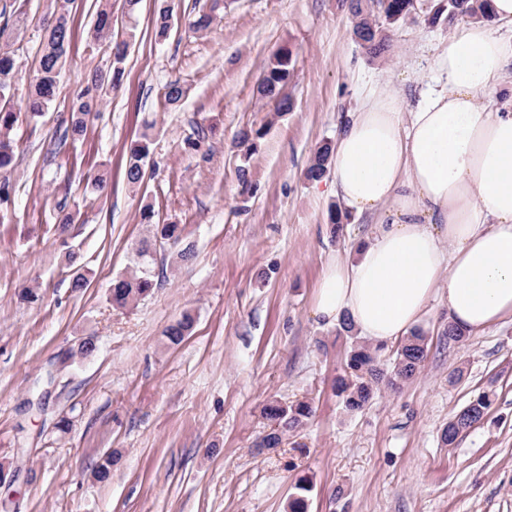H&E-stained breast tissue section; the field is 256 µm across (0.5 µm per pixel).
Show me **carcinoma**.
Masks as SVG:
<instances>
[{
    "label": "carcinoma",
    "mask_w": 512,
    "mask_h": 512,
    "mask_svg": "<svg viewBox=\"0 0 512 512\" xmlns=\"http://www.w3.org/2000/svg\"><path fill=\"white\" fill-rule=\"evenodd\" d=\"M488 0H445L427 11V21L434 24L445 18L452 25L458 20L472 18L485 10ZM70 0H56L51 13L55 22L45 29L44 41L38 57L35 73L27 88L26 110L35 119L43 114L54 102L60 72L66 62L67 47L71 38L68 10ZM140 0H124L123 10L128 17L124 37L112 39V3L104 0V7L97 14V21L91 33V46L109 44L112 60L107 70L97 69L90 73L85 92L73 105L65 128L64 136L81 137L88 127L89 116L101 105L99 91L108 85L116 88L124 74V64L130 44L137 37L136 15ZM354 20L353 34L363 41V48L374 57L385 54L390 47L387 34L391 25L410 18L416 10L411 0H377L375 5L365 4V0H342ZM172 9L165 0L159 3L152 21L155 41L168 39L172 29ZM292 50L280 49L269 59L257 86L260 98L274 103L275 113L289 112L293 101L284 92L294 72ZM19 66L15 50L8 45H0V223L9 221L8 205L11 186L6 173L14 161L15 143L11 135L18 121V112L13 107L17 90ZM186 95V89L178 82H171L164 88L163 96L168 105L178 104ZM151 140L148 134L131 145L126 164L127 183L137 189L144 179V162L150 154ZM331 144L326 142L314 152L306 170V178L318 181L328 172ZM185 228L173 222L157 225V232L151 238H144L133 251L132 266L112 281L109 300L113 307L128 309L148 296L155 286L154 255L157 247L164 244L181 246L178 258L189 262L195 258L191 244L184 243ZM194 317L185 313L174 324L167 327L165 336L172 346L183 342L191 334ZM349 340L345 357L346 375L338 380V393L346 411L357 412L372 400L375 390L384 384L392 389L412 378L421 368L427 357L428 337L418 328L400 342L394 350L393 368L384 369L381 347H371L358 338L351 324L344 322L340 327ZM492 404L491 394L482 391L455 413L442 429L440 439L444 446L452 448L459 437L481 422ZM315 413L312 403L301 401L286 405L277 400L269 401L264 407L266 418L271 421L270 430L257 442L256 447L273 450L280 447L284 437L303 429ZM311 491V481L305 477L297 480L294 492L288 500V512H307V494Z\"/></svg>",
    "instance_id": "obj_1"
}]
</instances>
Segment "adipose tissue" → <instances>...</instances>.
<instances>
[{"label":"adipose tissue","instance_id":"1","mask_svg":"<svg viewBox=\"0 0 512 512\" xmlns=\"http://www.w3.org/2000/svg\"><path fill=\"white\" fill-rule=\"evenodd\" d=\"M327 191L374 229L330 261L314 314L384 346L437 296L476 334L512 315V0L453 29L433 82L404 109L389 85L348 113Z\"/></svg>","mask_w":512,"mask_h":512}]
</instances>
